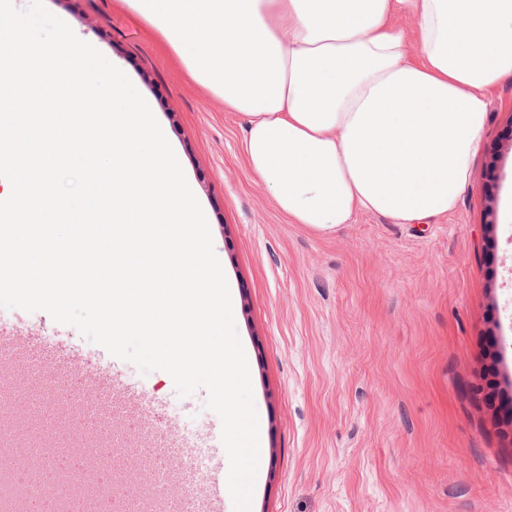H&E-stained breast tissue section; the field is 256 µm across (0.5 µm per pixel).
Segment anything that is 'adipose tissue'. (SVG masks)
Listing matches in <instances>:
<instances>
[{"label":"adipose tissue","mask_w":512,"mask_h":512,"mask_svg":"<svg viewBox=\"0 0 512 512\" xmlns=\"http://www.w3.org/2000/svg\"><path fill=\"white\" fill-rule=\"evenodd\" d=\"M245 120L277 209L331 229L359 211H452L512 73V0H126ZM415 19V39L392 22ZM417 45L419 59L409 47Z\"/></svg>","instance_id":"1"}]
</instances>
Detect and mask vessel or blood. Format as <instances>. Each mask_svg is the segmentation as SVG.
Here are the masks:
<instances>
[{
	"label": "vessel or blood",
	"instance_id": "b4317fda",
	"mask_svg": "<svg viewBox=\"0 0 512 512\" xmlns=\"http://www.w3.org/2000/svg\"><path fill=\"white\" fill-rule=\"evenodd\" d=\"M143 400L113 384L97 357L47 349L21 322L0 329V442L9 449L0 455V486L28 501L31 512H49L24 477L35 444L32 429L44 424L47 467L72 512H85L91 495L105 483L101 472L85 467V457L95 449L112 452L129 440L127 423L143 414ZM137 438L150 465L126 459L128 475L119 497H138L151 475L166 487L169 512H223V481L191 488L182 471L172 467L184 452L183 443L148 428Z\"/></svg>",
	"mask_w": 512,
	"mask_h": 512
}]
</instances>
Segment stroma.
Here are the masks:
<instances>
[{
	"mask_svg": "<svg viewBox=\"0 0 512 512\" xmlns=\"http://www.w3.org/2000/svg\"><path fill=\"white\" fill-rule=\"evenodd\" d=\"M153 105L235 293L264 465L250 512H512V74L456 208L416 224L357 212L291 223L248 169L243 119L189 78L123 0H44ZM178 428L192 471L225 457L208 393L115 359Z\"/></svg>",
	"mask_w": 512,
	"mask_h": 512,
	"instance_id": "1",
	"label": "stroma"
}]
</instances>
